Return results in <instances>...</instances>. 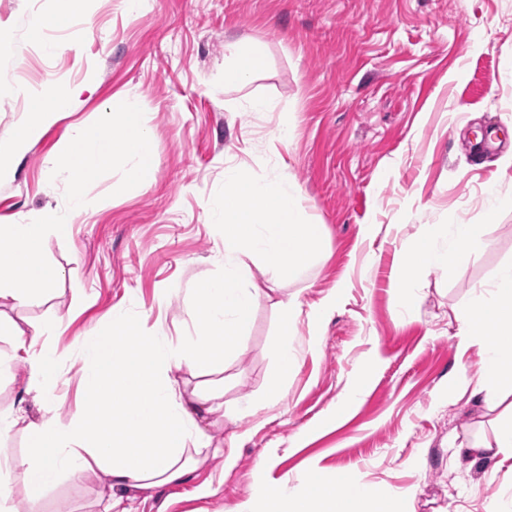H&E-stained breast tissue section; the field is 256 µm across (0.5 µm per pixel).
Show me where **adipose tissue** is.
I'll return each instance as SVG.
<instances>
[{"mask_svg": "<svg viewBox=\"0 0 512 512\" xmlns=\"http://www.w3.org/2000/svg\"><path fill=\"white\" fill-rule=\"evenodd\" d=\"M263 47L234 42L224 52V83L246 84L258 69ZM71 94L54 90L48 105L25 113L14 135L0 139V158L25 151L27 145L69 109ZM114 159L127 163L125 186L144 188L151 182L152 133L141 118L140 103L125 100L116 112L100 113L97 121L72 126L53 160L69 170L74 187L71 208L83 207L80 185ZM303 197L289 180L255 181L243 168L224 172V275L197 282L187 308L195 327L179 344L146 334L131 307L112 311V330L82 339L88 365L82 374L83 409L70 425L55 417L31 419L23 406L0 413V437L14 430L27 436V454L8 465L10 477L0 482V512H10L11 482L23 486L29 503L40 502L60 473L100 479L98 498L103 512H128V493L152 492L176 485L204 462L214 446L209 429L224 410L226 352L243 350L246 330L260 300H275L281 313L274 356L281 372L297 361L294 336L306 321L311 338L336 307L328 295L311 307L297 296H276L262 287L259 276L298 277L322 256L320 225L302 221ZM471 224L423 226L416 245L400 256L391 279L398 292L400 317L413 312L412 290L418 273L460 263L475 244ZM63 215L52 223H0V309L30 305L50 293L63 279L61 267L46 263L42 245L47 235L67 236ZM457 348L479 346L484 356L485 382L472 383L463 367L448 376V393L477 404L489 433L472 434L455 446L458 462H500L512 458V265L502 268L493 285L480 289L453 311ZM12 348L0 352V376H14L25 367V393L52 395L59 356L40 346L41 326L8 321ZM211 376L205 386L187 389L176 377ZM347 485V498L336 495ZM267 512H371L375 490L368 484H347L343 475L315 480L309 497L297 499L265 490Z\"/></svg>", "mask_w": 512, "mask_h": 512, "instance_id": "obj_1", "label": "adipose tissue"}]
</instances>
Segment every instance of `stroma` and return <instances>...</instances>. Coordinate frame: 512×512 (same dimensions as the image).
<instances>
[{"instance_id":"stroma-1","label":"stroma","mask_w":512,"mask_h":512,"mask_svg":"<svg viewBox=\"0 0 512 512\" xmlns=\"http://www.w3.org/2000/svg\"><path fill=\"white\" fill-rule=\"evenodd\" d=\"M55 0H0V138L29 100L75 90L78 104L21 155L0 164V220L65 211L67 237L48 236L46 261L62 266L55 292L12 310L47 324L43 345L60 353L50 398L22 399L0 380V411L24 400L31 417L71 422L80 410L79 341L107 335L112 309L135 300L145 328L178 339L193 330L179 290L224 270V169L254 179L291 178L308 223L322 225L324 260L281 281L303 305L344 283L318 343L299 324V355L280 400L262 418L225 420L215 441L251 435L235 463L208 457L185 482L136 496L133 512H265L264 485L309 494L315 470L375 487L379 505L409 491L411 512H485L512 499V466H455L452 446L479 420L475 403L448 397L458 365L483 377L478 348L458 353L452 310L471 288L512 264V0H78L69 18L32 34L33 15ZM81 41H73L76 31ZM261 43L264 58L240 87L224 84V45ZM136 97L153 134L150 187H124L115 160L81 186L85 205L66 210L70 174L53 168L75 122L118 111ZM268 101L249 112L245 99ZM287 127V143L273 141ZM499 132L481 153L477 132ZM425 224H477L481 246L449 270L418 280L413 314L396 312L390 274ZM176 289L160 305L162 289ZM280 316L256 306L245 348L224 364V407L263 397L276 375L271 351ZM367 378L354 412L337 421L350 384ZM269 459L257 469L260 456ZM94 475L62 479L39 512H101Z\"/></svg>"}]
</instances>
